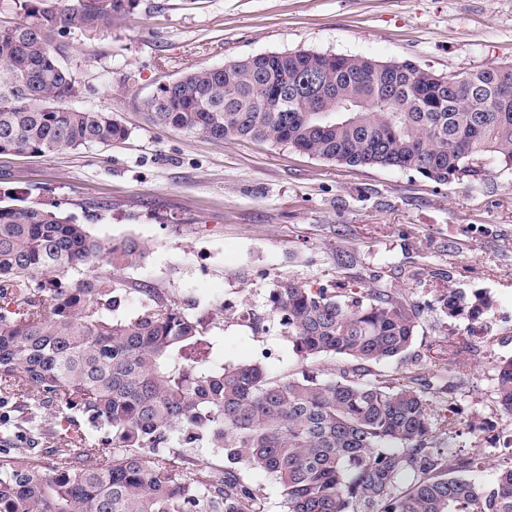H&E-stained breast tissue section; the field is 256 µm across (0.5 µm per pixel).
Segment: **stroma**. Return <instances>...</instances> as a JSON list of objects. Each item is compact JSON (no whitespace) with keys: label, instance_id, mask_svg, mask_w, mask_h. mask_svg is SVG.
Wrapping results in <instances>:
<instances>
[{"label":"stroma","instance_id":"stroma-1","mask_svg":"<svg viewBox=\"0 0 512 512\" xmlns=\"http://www.w3.org/2000/svg\"><path fill=\"white\" fill-rule=\"evenodd\" d=\"M54 41L79 87L72 107L112 113L130 135L0 156V205H53L94 238L144 243L143 262L121 273L118 316L139 312L135 289L147 284L203 319L217 360L277 377L354 366L296 354L272 312L277 279L414 302L408 354L371 370L421 372L447 412L454 455L483 449L470 477L491 487L512 462V414L495 394L496 367L512 359V173L439 185L336 167L281 145L156 127L141 103L189 69L266 53L408 59L443 75L512 63V0H138L122 24ZM451 290L487 298L480 321L441 308Z\"/></svg>","mask_w":512,"mask_h":512}]
</instances>
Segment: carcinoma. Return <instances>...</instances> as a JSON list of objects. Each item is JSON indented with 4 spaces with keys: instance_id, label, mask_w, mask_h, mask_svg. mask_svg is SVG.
Wrapping results in <instances>:
<instances>
[{
    "instance_id": "cac0c4a2",
    "label": "carcinoma",
    "mask_w": 512,
    "mask_h": 512,
    "mask_svg": "<svg viewBox=\"0 0 512 512\" xmlns=\"http://www.w3.org/2000/svg\"><path fill=\"white\" fill-rule=\"evenodd\" d=\"M135 3L111 0L101 16L85 0H18L22 20L0 26V154L128 138L111 113L69 105L76 81L54 36L121 22ZM143 110L153 125L437 184L512 170V64L452 84L409 60L260 54L190 69ZM145 256L142 243L96 240L49 208L0 206V398L19 405L14 427L32 442L17 456L11 429L0 438V512H264L244 467L274 479L287 512H512V465L489 489L463 476L479 459L448 468L421 373L368 377L412 345L418 309L405 298L373 290L346 302L278 281L272 311L296 353L356 365L337 379L277 378L216 361L202 321L156 288L135 289L138 314L113 317L130 292L115 274ZM438 302L454 317L488 307L455 290ZM496 394L512 413V360L498 366ZM51 412L65 426L48 425ZM202 441L222 464L168 458L171 445Z\"/></svg>"
}]
</instances>
